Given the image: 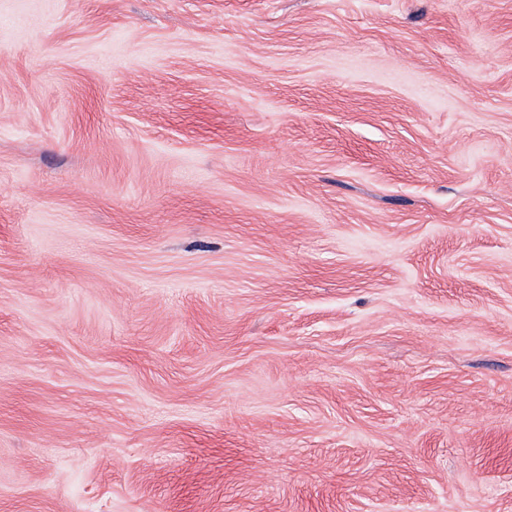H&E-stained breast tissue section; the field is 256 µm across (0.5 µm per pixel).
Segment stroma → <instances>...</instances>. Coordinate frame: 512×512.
Wrapping results in <instances>:
<instances>
[{
  "label": "stroma",
  "mask_w": 512,
  "mask_h": 512,
  "mask_svg": "<svg viewBox=\"0 0 512 512\" xmlns=\"http://www.w3.org/2000/svg\"><path fill=\"white\" fill-rule=\"evenodd\" d=\"M0 512H512V0H0Z\"/></svg>",
  "instance_id": "1"
}]
</instances>
